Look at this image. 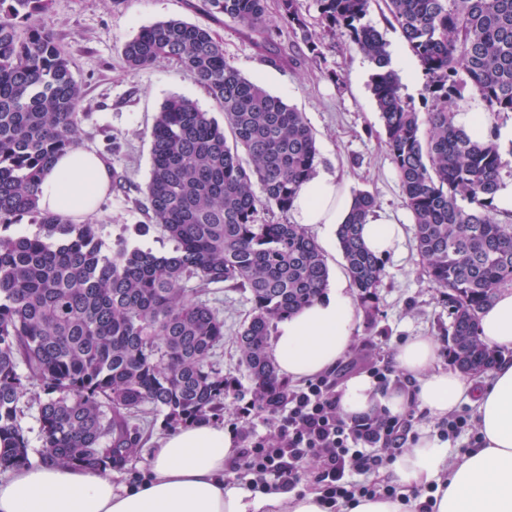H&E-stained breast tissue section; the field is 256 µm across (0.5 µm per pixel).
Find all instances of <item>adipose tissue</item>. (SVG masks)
<instances>
[{"mask_svg":"<svg viewBox=\"0 0 512 512\" xmlns=\"http://www.w3.org/2000/svg\"><path fill=\"white\" fill-rule=\"evenodd\" d=\"M110 184L101 159L81 147L59 157L42 178L41 209L78 220L91 218ZM352 198L336 176L322 171L303 183L291 207V220L319 227L332 240L345 222ZM403 230L396 222L369 216L362 229L376 256L394 252ZM360 321L349 283L337 278L328 292L279 321L272 353L281 371L303 381L334 368L349 352ZM479 334L492 347L512 350V290L499 291L480 315ZM438 346L416 336L395 353L409 388L378 387L357 374L341 388L339 411L349 419L404 412L417 406L440 419L468 400L480 441L462 456L448 455L438 435L420 434L391 469L405 487L434 489V512H512V360H501L488 379L473 380L436 366ZM236 443L223 425L201 421L159 438L148 472L136 484L74 466L20 465L0 477V512H322L314 492L274 491L251 495L225 482Z\"/></svg>","mask_w":512,"mask_h":512,"instance_id":"1","label":"adipose tissue"}]
</instances>
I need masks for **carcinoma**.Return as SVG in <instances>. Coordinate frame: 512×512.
<instances>
[{"label":"carcinoma","mask_w":512,"mask_h":512,"mask_svg":"<svg viewBox=\"0 0 512 512\" xmlns=\"http://www.w3.org/2000/svg\"><path fill=\"white\" fill-rule=\"evenodd\" d=\"M316 2L321 23L373 64L372 92L422 269L448 298L452 360L464 373H484L499 355L479 337V314L512 284V225L494 214L504 169L496 144L472 138L454 117L471 93L487 120L512 112V0H384L428 77L434 105L424 118L401 95L387 44L366 20L369 0ZM49 3L0 0V470L30 462L20 397L37 384L38 463L103 472L137 457L135 416L159 409L172 426L224 409V375L211 362L224 320L205 301L187 299L193 279L199 293L229 283L249 294L252 311L237 340L252 395H288L269 336L328 282L319 244L287 220L317 148L303 113L243 77L208 29L180 20L146 26L123 45L126 65L176 61L224 112L235 147L196 103L169 98L150 134L146 211L176 249L161 254L123 237L104 249L96 225L38 206L44 171L76 143L80 123L70 56L43 21ZM206 4L279 61L269 54L268 0ZM277 8L315 53L300 0H277ZM352 197L337 239L350 286L371 312L384 263L361 228L376 199L367 190ZM263 206L281 220L258 223ZM24 216L40 233H7Z\"/></svg>","instance_id":"1"}]
</instances>
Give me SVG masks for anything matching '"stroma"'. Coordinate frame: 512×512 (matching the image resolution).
Returning a JSON list of instances; mask_svg holds the SVG:
<instances>
[{
  "mask_svg": "<svg viewBox=\"0 0 512 512\" xmlns=\"http://www.w3.org/2000/svg\"><path fill=\"white\" fill-rule=\"evenodd\" d=\"M301 6L318 33L319 52L310 54L282 24L274 29L270 45L280 59L276 66L264 60L239 24L206 13L202 0H52L48 24L69 52L81 90L78 142L125 178L124 189L109 191L92 218L106 242L123 236L159 253L175 247L161 225L148 224L140 208L151 168L150 131L162 104L182 96L216 121L224 119L209 93L185 77L174 61L126 68L124 43L143 27L172 19L209 29L222 42L229 64L303 112L316 138L317 169L338 174L346 191H370L377 212L402 225L398 253L384 260L377 311L362 314L354 345L338 365L343 382L366 373L373 361L394 359L398 345L415 336L431 337L439 348H446L450 318L447 301L419 262L412 216L371 90L373 66L346 38L324 32L316 0H301ZM367 19L383 35L389 52L413 62L411 78L400 81L401 93L417 112H429L427 77L415 65V55L383 0H371ZM143 223L148 226L144 232L139 229ZM205 299L224 320V343L212 360L235 387L236 398L250 399L251 382L236 343L252 309L249 295L224 283L211 286Z\"/></svg>",
  "mask_w": 512,
  "mask_h": 512,
  "instance_id": "35a3bbf8",
  "label": "stroma"
}]
</instances>
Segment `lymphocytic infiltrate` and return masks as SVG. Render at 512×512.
Returning <instances> with one entry per match:
<instances>
[{
    "instance_id": "obj_1",
    "label": "lymphocytic infiltrate",
    "mask_w": 512,
    "mask_h": 512,
    "mask_svg": "<svg viewBox=\"0 0 512 512\" xmlns=\"http://www.w3.org/2000/svg\"><path fill=\"white\" fill-rule=\"evenodd\" d=\"M338 405L336 382L326 374L272 407L248 404L247 413L272 423L275 432L239 435L230 469L255 494L310 481L327 512H347L365 497L400 499L397 486L379 481L377 473L415 437L413 413L349 420Z\"/></svg>"
}]
</instances>
